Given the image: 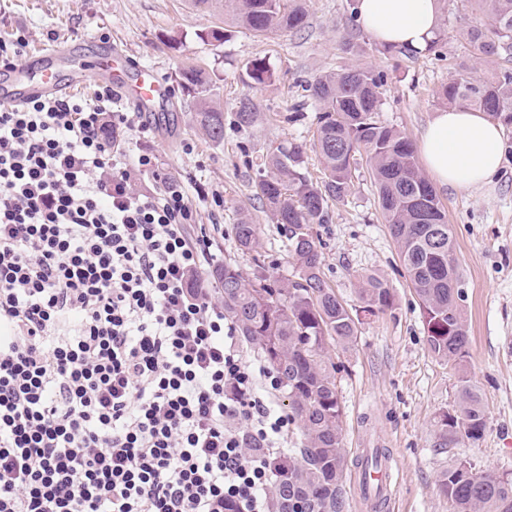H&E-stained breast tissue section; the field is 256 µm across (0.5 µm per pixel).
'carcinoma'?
Here are the masks:
<instances>
[{
	"label": "carcinoma",
	"instance_id": "cac0c4a2",
	"mask_svg": "<svg viewBox=\"0 0 512 512\" xmlns=\"http://www.w3.org/2000/svg\"><path fill=\"white\" fill-rule=\"evenodd\" d=\"M481 16L463 33L471 56L512 58V0H459ZM232 26L255 36L299 31L307 24L306 0H232ZM448 41L441 27L425 48L437 57ZM257 85L272 81L263 58L246 65ZM381 71L339 65L305 86V99L294 111L315 112L314 148L323 177L314 181L301 142L269 148L257 167L255 196L272 223L288 239L295 274L275 279L269 256L258 251V227L250 214L234 225L238 250L251 255L252 273L226 262L211 270L220 286L224 313L239 336L257 350L282 378L288 417L299 432L288 449V465L278 471L271 491L274 512H346L345 481L350 465L341 448L344 410L336 385V365L327 361L330 347L350 344L360 318L352 314L324 279L321 243L314 225L326 224L330 209L350 194L359 159L366 158L378 206L407 277L419 300L430 351L458 374L454 404L439 417L433 447L460 448L479 443L488 418L480 390L466 374L469 336L465 292L455 256V240L445 207L423 175L412 140L380 119L383 103L377 89ZM176 84L195 100L192 122L208 142H224V105L215 81L205 70L185 66ZM448 107L478 110L512 127V67L489 78L460 74L448 78L437 92ZM258 118L246 99L235 112L243 129ZM362 312L374 316L394 307L396 298L386 281L368 276L360 289ZM439 489L452 512H512V477L478 473L463 460L445 470Z\"/></svg>",
	"mask_w": 512,
	"mask_h": 512
}]
</instances>
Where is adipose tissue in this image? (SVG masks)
Listing matches in <instances>:
<instances>
[{"instance_id":"adipose-tissue-1","label":"adipose tissue","mask_w":512,"mask_h":512,"mask_svg":"<svg viewBox=\"0 0 512 512\" xmlns=\"http://www.w3.org/2000/svg\"><path fill=\"white\" fill-rule=\"evenodd\" d=\"M357 20L374 41L415 50L426 47L440 23L437 0H359ZM420 152L438 184L475 189L501 164L502 131L482 112L443 109L424 130Z\"/></svg>"}]
</instances>
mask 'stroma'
<instances>
[{"mask_svg": "<svg viewBox=\"0 0 512 512\" xmlns=\"http://www.w3.org/2000/svg\"><path fill=\"white\" fill-rule=\"evenodd\" d=\"M440 24L450 38L443 58L425 52L411 56L384 51L382 44L350 21L346 0H307L308 19L299 32L265 37L238 29L227 41L204 39L226 15L198 10L189 0H0V36L18 30L29 36V51L90 38L113 44L133 59L158 64L165 76L193 64L215 74L224 105V143L215 146L196 132L188 103L179 92L152 118L148 149L164 173L188 194L203 191L222 199L219 212L197 206V223L210 226L208 267L231 261L250 270V256L237 250L232 227L249 213L259 229L260 249L282 279L293 273L288 241L254 196V167L268 148L297 140L308 147L309 172L321 166L312 150L313 112L289 121L303 82L341 63L384 71L378 89L381 118L419 140L442 109L436 92L456 70L484 77L512 65L469 56L460 30L476 24L477 13L459 17L456 0H438ZM262 57L274 73L258 87L245 74L248 61ZM252 99L258 121L238 128L233 116L243 99ZM454 231L463 276L470 336L468 377L486 396L488 430L479 444L439 449L434 425L452 405L456 373L430 351L417 297L404 276L397 249L377 204L368 171H361L347 202L333 206L329 223L316 232L322 242V271L349 310L361 302V278L375 274L396 294L392 310L364 317L355 342L328 353L337 367L336 384L344 409L342 448L348 459L364 448L391 449L392 497L382 512H451L439 490L441 472L465 460L479 472L512 474V152L499 171L478 189L438 188Z\"/></svg>", "mask_w": 512, "mask_h": 512, "instance_id": "obj_1", "label": "stroma"}]
</instances>
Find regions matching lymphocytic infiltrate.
<instances>
[{
  "label": "lymphocytic infiltrate",
  "mask_w": 512,
  "mask_h": 512,
  "mask_svg": "<svg viewBox=\"0 0 512 512\" xmlns=\"http://www.w3.org/2000/svg\"><path fill=\"white\" fill-rule=\"evenodd\" d=\"M113 93L0 108V512H271L281 379L236 343L185 190Z\"/></svg>",
  "instance_id": "f902f5d3"
}]
</instances>
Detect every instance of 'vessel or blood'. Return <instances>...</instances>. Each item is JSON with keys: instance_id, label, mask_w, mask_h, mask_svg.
<instances>
[{"instance_id": "b4317fda", "label": "vessel or blood", "mask_w": 512, "mask_h": 512, "mask_svg": "<svg viewBox=\"0 0 512 512\" xmlns=\"http://www.w3.org/2000/svg\"><path fill=\"white\" fill-rule=\"evenodd\" d=\"M96 77L116 89L135 109L155 112L167 101L169 88L157 67L134 61L117 48L84 40L77 45H52L35 53L23 69L0 72V105H19L28 99L70 90ZM372 462L359 469L360 499L369 507L385 503L391 482L392 456L388 449L371 452Z\"/></svg>"}]
</instances>
